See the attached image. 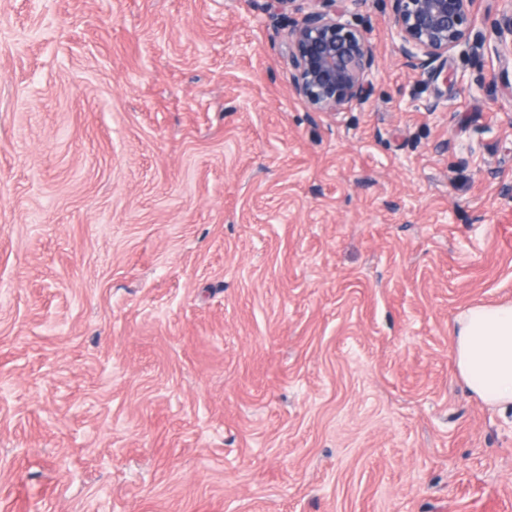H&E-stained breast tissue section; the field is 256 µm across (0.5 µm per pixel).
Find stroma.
<instances>
[{
    "label": "stroma",
    "mask_w": 512,
    "mask_h": 512,
    "mask_svg": "<svg viewBox=\"0 0 512 512\" xmlns=\"http://www.w3.org/2000/svg\"><path fill=\"white\" fill-rule=\"evenodd\" d=\"M506 7L423 82L364 0L332 115L259 0H0V512H512L449 333L512 303ZM510 11H503L496 20L497 41L490 51L498 58H512V1Z\"/></svg>",
    "instance_id": "obj_1"
}]
</instances>
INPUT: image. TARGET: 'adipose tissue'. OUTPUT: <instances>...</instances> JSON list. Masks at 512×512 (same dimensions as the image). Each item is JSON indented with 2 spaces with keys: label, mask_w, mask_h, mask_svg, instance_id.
Returning <instances> with one entry per match:
<instances>
[{
  "label": "adipose tissue",
  "mask_w": 512,
  "mask_h": 512,
  "mask_svg": "<svg viewBox=\"0 0 512 512\" xmlns=\"http://www.w3.org/2000/svg\"><path fill=\"white\" fill-rule=\"evenodd\" d=\"M450 336L456 367L470 391L490 407H512V304L466 309Z\"/></svg>",
  "instance_id": "ef3b65f1"
}]
</instances>
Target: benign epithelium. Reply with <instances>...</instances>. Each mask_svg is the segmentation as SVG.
Instances as JSON below:
<instances>
[{
	"mask_svg": "<svg viewBox=\"0 0 512 512\" xmlns=\"http://www.w3.org/2000/svg\"><path fill=\"white\" fill-rule=\"evenodd\" d=\"M268 0L265 9L301 13L289 31L288 78L310 111L336 115L362 107L378 70L366 32L347 19L361 0ZM391 35L405 66L420 77L445 72L448 55L470 44L475 0H391ZM491 52L512 57V10L496 20Z\"/></svg>",
	"mask_w": 512,
	"mask_h": 512,
	"instance_id": "obj_1",
	"label": "benign epithelium"
}]
</instances>
